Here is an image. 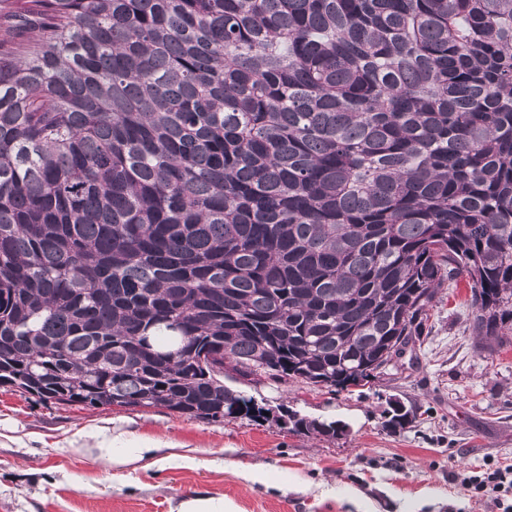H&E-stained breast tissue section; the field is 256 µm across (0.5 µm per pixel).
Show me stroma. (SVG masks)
Instances as JSON below:
<instances>
[{
  "label": "stroma",
  "mask_w": 512,
  "mask_h": 512,
  "mask_svg": "<svg viewBox=\"0 0 512 512\" xmlns=\"http://www.w3.org/2000/svg\"><path fill=\"white\" fill-rule=\"evenodd\" d=\"M468 295L441 288L420 340L357 389L225 374L260 406L342 421L335 438L246 417L46 405L0 388V512H178L195 497L235 512H499L461 483L488 463L512 464V342L494 359L481 354ZM394 400L411 414L396 431L384 425ZM119 434L153 447L115 468L102 443ZM249 469L267 483L243 479Z\"/></svg>",
  "instance_id": "stroma-1"
}]
</instances>
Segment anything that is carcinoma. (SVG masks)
Returning a JSON list of instances; mask_svg holds the SVG:
<instances>
[{"label": "carcinoma", "mask_w": 512, "mask_h": 512, "mask_svg": "<svg viewBox=\"0 0 512 512\" xmlns=\"http://www.w3.org/2000/svg\"><path fill=\"white\" fill-rule=\"evenodd\" d=\"M17 2L0 386L254 420L214 366L358 386L461 281L507 343L512 0Z\"/></svg>", "instance_id": "obj_1"}]
</instances>
